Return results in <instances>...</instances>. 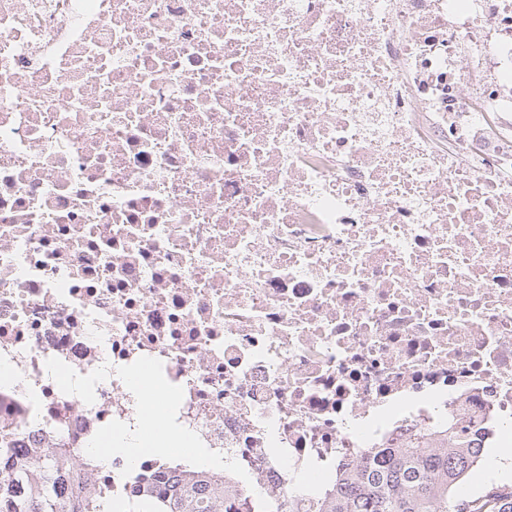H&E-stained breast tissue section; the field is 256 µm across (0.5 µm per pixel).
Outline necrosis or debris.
Returning <instances> with one entry per match:
<instances>
[{
  "mask_svg": "<svg viewBox=\"0 0 512 512\" xmlns=\"http://www.w3.org/2000/svg\"><path fill=\"white\" fill-rule=\"evenodd\" d=\"M4 363L23 453L139 427L147 368L259 507L511 434L512 0H0Z\"/></svg>",
  "mask_w": 512,
  "mask_h": 512,
  "instance_id": "1",
  "label": "necrosis or debris"
}]
</instances>
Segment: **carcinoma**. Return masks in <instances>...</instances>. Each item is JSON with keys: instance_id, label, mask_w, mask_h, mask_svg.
<instances>
[{"instance_id": "1", "label": "carcinoma", "mask_w": 512, "mask_h": 512, "mask_svg": "<svg viewBox=\"0 0 512 512\" xmlns=\"http://www.w3.org/2000/svg\"><path fill=\"white\" fill-rule=\"evenodd\" d=\"M485 437L477 422H448L447 450H431L421 437L394 448H373L355 464L339 468L336 486L309 503L308 512H512V483L491 485L479 497L465 490L484 461L476 447ZM18 434L0 429V512H104L121 497L93 495L87 471L69 467L75 451L61 444L39 456L17 448ZM128 500L151 512H255L245 497L224 490L192 472L144 476Z\"/></svg>"}]
</instances>
